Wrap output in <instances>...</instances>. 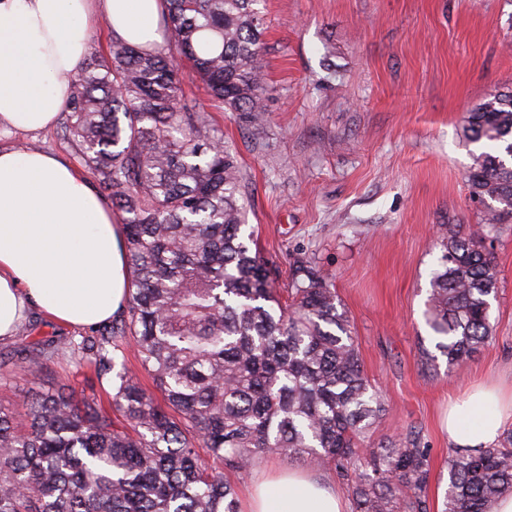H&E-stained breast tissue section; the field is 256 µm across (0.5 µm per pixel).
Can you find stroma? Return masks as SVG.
Returning a JSON list of instances; mask_svg holds the SVG:
<instances>
[{
  "instance_id": "35a3bbf8",
  "label": "stroma",
  "mask_w": 512,
  "mask_h": 512,
  "mask_svg": "<svg viewBox=\"0 0 512 512\" xmlns=\"http://www.w3.org/2000/svg\"><path fill=\"white\" fill-rule=\"evenodd\" d=\"M265 21L262 126L212 113L240 165L248 224L281 297L299 258L332 284L384 399L371 439L419 436L431 450L429 510L442 512L449 402L478 383L512 386V221L490 237L492 339L458 367L421 359L433 347L424 310L440 228L482 222L461 128L476 104L512 87V0H266ZM23 141L82 164L62 124L11 132L5 144ZM33 388L111 406L112 378L93 364L0 369L1 405ZM303 467L270 453L226 476L242 499L260 475Z\"/></svg>"
}]
</instances>
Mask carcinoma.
<instances>
[{"label": "carcinoma", "instance_id": "cac0c4a2", "mask_svg": "<svg viewBox=\"0 0 512 512\" xmlns=\"http://www.w3.org/2000/svg\"><path fill=\"white\" fill-rule=\"evenodd\" d=\"M166 44L110 37L78 69L67 129L119 213L130 270L128 318L81 337V359L116 370L112 403L34 391L0 406V512H238L224 469L277 452L349 482L353 512H428L430 449L407 435L371 445L385 411L364 373L347 311L312 262L293 268L292 303L245 235L238 160L179 78L185 61L212 106L263 121L261 0H163ZM468 182L483 224H448L430 280L434 348L460 365L491 338L498 269L485 243L512 218V88L467 113ZM121 337L154 391L108 357ZM65 355L37 339L15 367ZM120 369H115V366ZM512 493V434L499 447L448 456L444 512H491Z\"/></svg>", "mask_w": 512, "mask_h": 512}]
</instances>
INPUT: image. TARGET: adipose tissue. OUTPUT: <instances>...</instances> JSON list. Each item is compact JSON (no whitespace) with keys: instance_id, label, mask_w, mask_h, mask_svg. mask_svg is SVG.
Returning a JSON list of instances; mask_svg holds the SVG:
<instances>
[{"instance_id":"ef3b65f1","label":"adipose tissue","mask_w":512,"mask_h":512,"mask_svg":"<svg viewBox=\"0 0 512 512\" xmlns=\"http://www.w3.org/2000/svg\"><path fill=\"white\" fill-rule=\"evenodd\" d=\"M163 0H0V126L34 132L67 105L91 34L161 44ZM123 229L83 175L60 157L0 148V339L30 309L72 327L116 317L129 288ZM512 423V390L479 385L448 407L453 447H493ZM246 512H349L345 495L307 472L261 479Z\"/></svg>"}]
</instances>
